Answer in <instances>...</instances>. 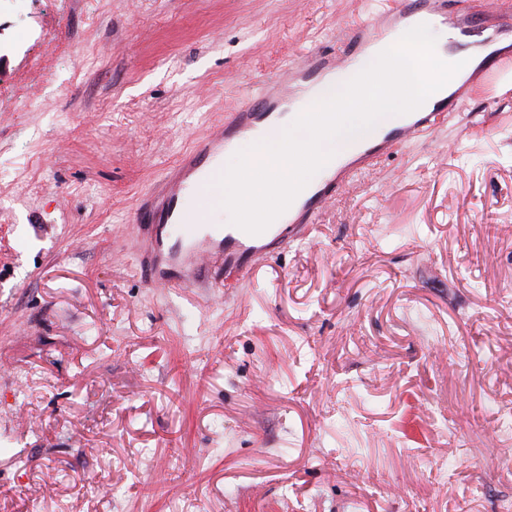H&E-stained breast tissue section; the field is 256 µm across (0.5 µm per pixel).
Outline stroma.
I'll list each match as a JSON object with an SVG mask.
<instances>
[{"label":"stroma","mask_w":512,"mask_h":512,"mask_svg":"<svg viewBox=\"0 0 512 512\" xmlns=\"http://www.w3.org/2000/svg\"><path fill=\"white\" fill-rule=\"evenodd\" d=\"M399 0H0V512H499L512 92L477 73L241 280L154 288L138 202Z\"/></svg>","instance_id":"35a3bbf8"}]
</instances>
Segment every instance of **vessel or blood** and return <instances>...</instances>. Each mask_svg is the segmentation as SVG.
Masks as SVG:
<instances>
[{
    "mask_svg": "<svg viewBox=\"0 0 512 512\" xmlns=\"http://www.w3.org/2000/svg\"><path fill=\"white\" fill-rule=\"evenodd\" d=\"M425 15L448 23L464 36L478 38L490 44L501 36L512 35V13L487 12L482 22H475L469 12L452 7L450 0H410L379 15L373 22L346 32L339 40L338 55L346 57L361 50L366 43L380 37L389 24L409 30L412 18ZM331 68L329 56L309 52L303 62L288 71L284 81L264 86L232 114L227 123L210 134L196 139L189 153L173 168L157 193L143 199L135 211L136 223L155 229L154 237L143 244L145 251L163 256V267L150 270L151 282L159 288L194 286L201 282L217 284L222 275L245 276L251 265L277 248L286 238L284 225H270L263 233L249 234L231 224L211 221L206 202L217 186L215 181L224 169V150L237 138L259 134L261 129L276 120L272 105L300 97L305 90L306 76L318 75ZM431 119L429 112L413 113L411 118L390 129L381 140L364 145L358 156L336 169L317 184L302 204L294 220L295 226L311 223L317 210L336 190L375 160L390 154L398 145L411 139ZM179 226L180 246L167 245L160 233L166 227Z\"/></svg>",
    "mask_w": 512,
    "mask_h": 512,
    "instance_id": "b4317fda",
    "label": "vessel or blood"
}]
</instances>
